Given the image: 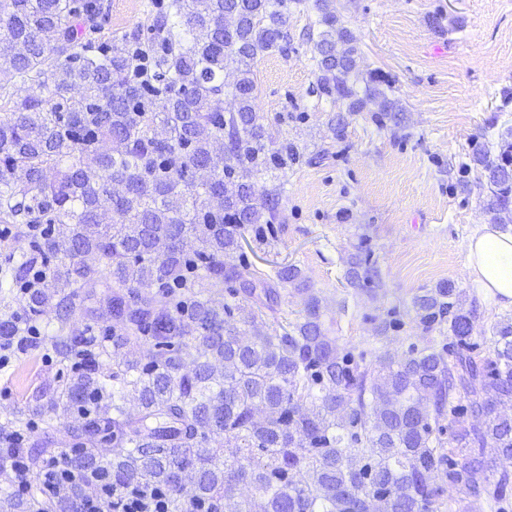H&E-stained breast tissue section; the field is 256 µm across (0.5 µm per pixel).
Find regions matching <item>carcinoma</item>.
<instances>
[{
	"label": "carcinoma",
	"instance_id": "cac0c4a2",
	"mask_svg": "<svg viewBox=\"0 0 512 512\" xmlns=\"http://www.w3.org/2000/svg\"><path fill=\"white\" fill-rule=\"evenodd\" d=\"M302 4L148 0L145 22L107 43L96 39L102 0H0V73L13 89L0 85V340L23 334V315L63 365L96 347L76 379L37 391L31 411L77 412L69 465L108 471L120 492L164 487L168 512H186L184 476L193 500L221 512H447L451 497L457 512L472 501L512 512V421L498 414L512 399V321L492 327L480 355L476 309L443 282L414 307L444 343L387 353L376 372L327 335L317 297L303 318L280 316L296 266L271 276L239 254L248 229L267 243L275 181L301 163L293 144L269 141L253 67L286 49V18ZM315 9L314 92L361 112L389 80L361 71L355 47L336 52L351 36L334 0ZM474 162L491 186L488 212H511L512 132ZM259 179L272 182L264 213ZM348 278L379 273L355 255ZM224 284L232 303L211 296ZM244 301L241 329L232 319ZM144 343L142 364L132 355ZM24 419L9 414L0 435ZM49 445L0 452V473L16 453L38 473ZM240 486L257 496L238 499Z\"/></svg>",
	"mask_w": 512,
	"mask_h": 512
}]
</instances>
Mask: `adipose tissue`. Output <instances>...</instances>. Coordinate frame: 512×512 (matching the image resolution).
Returning <instances> with one entry per match:
<instances>
[{
  "label": "adipose tissue",
  "mask_w": 512,
  "mask_h": 512,
  "mask_svg": "<svg viewBox=\"0 0 512 512\" xmlns=\"http://www.w3.org/2000/svg\"><path fill=\"white\" fill-rule=\"evenodd\" d=\"M466 268L483 293L512 307V235L482 225L466 245Z\"/></svg>",
  "instance_id": "adipose-tissue-1"
}]
</instances>
